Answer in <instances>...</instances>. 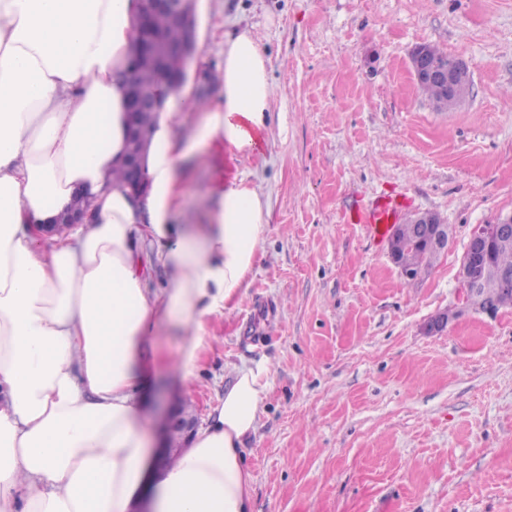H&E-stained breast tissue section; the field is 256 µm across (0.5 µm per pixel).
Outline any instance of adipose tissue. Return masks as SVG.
<instances>
[{
    "label": "adipose tissue",
    "instance_id": "adipose-tissue-1",
    "mask_svg": "<svg viewBox=\"0 0 512 512\" xmlns=\"http://www.w3.org/2000/svg\"><path fill=\"white\" fill-rule=\"evenodd\" d=\"M140 0H0V512H253L244 447L269 369L238 366L167 466L149 462L144 392L162 341L199 381L209 323L241 298L269 212L254 184L216 185L204 222L179 220L182 165L222 146L263 152L273 85L250 30L224 42L223 88L191 134L157 113L146 196L112 179L127 150L120 77ZM88 203L92 221L34 226ZM165 270L152 287L153 268Z\"/></svg>",
    "mask_w": 512,
    "mask_h": 512
}]
</instances>
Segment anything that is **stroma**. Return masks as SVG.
Wrapping results in <instances>:
<instances>
[{"label": "stroma", "instance_id": "1", "mask_svg": "<svg viewBox=\"0 0 512 512\" xmlns=\"http://www.w3.org/2000/svg\"><path fill=\"white\" fill-rule=\"evenodd\" d=\"M196 19L182 134L196 98L216 99L239 29L263 46L273 96L263 157L185 162L182 208L237 176L260 186L270 219L245 296L210 324L205 383L148 399L201 422L233 366L269 367L244 450L255 512H512V307L488 316L461 300L473 229L512 213V0H197ZM422 44L467 63L461 108L435 111L419 90ZM376 198L452 230L416 279L350 219Z\"/></svg>", "mask_w": 512, "mask_h": 512}]
</instances>
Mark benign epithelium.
<instances>
[{
	"instance_id": "benign-epithelium-1",
	"label": "benign epithelium",
	"mask_w": 512,
	"mask_h": 512,
	"mask_svg": "<svg viewBox=\"0 0 512 512\" xmlns=\"http://www.w3.org/2000/svg\"><path fill=\"white\" fill-rule=\"evenodd\" d=\"M196 0H142L140 22L148 20V15L153 12L168 14L175 22L185 30V38L178 44H167L155 38L141 29L138 31L134 55H152L157 62L164 61L166 56L177 53L190 60L195 50L196 25H195ZM411 72L416 84H439L447 91L453 92L465 85L469 79V68L466 62L459 57H450L443 62L431 61L425 49L418 46L411 54ZM184 83V78L165 79V87H157L153 90L141 87L131 73H126L124 86L128 98L130 123L128 136L131 148L128 151L124 166L131 176L130 186L135 192H143L147 188L142 166L144 151V135L139 125L138 117L144 111L160 112L163 110L166 95L163 89L174 91ZM407 223L418 225L416 242L427 249H435L439 253L448 250L449 228L442 223L438 214L423 212L421 216H411ZM512 242V215L497 218L491 224H481L472 232L466 250L464 252V270L462 271L463 292L469 302L475 303L480 312L496 313L498 307L490 299L483 301L477 297V283L481 276L493 274L505 284L512 283V274L497 270L488 264V255L491 246L495 244H507ZM196 426V419L179 409L172 413L165 426L164 440L160 460L177 453L173 439L176 435L191 433Z\"/></svg>"
}]
</instances>
